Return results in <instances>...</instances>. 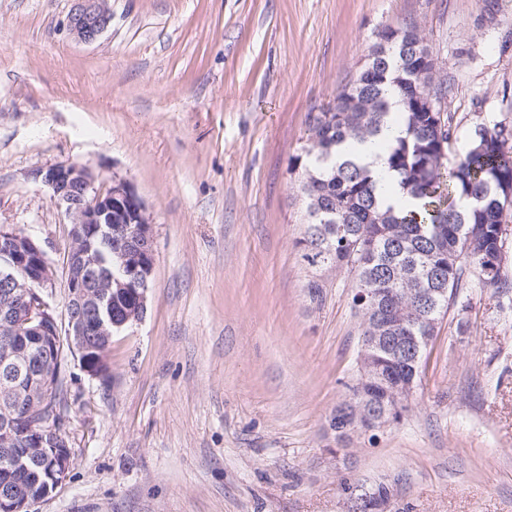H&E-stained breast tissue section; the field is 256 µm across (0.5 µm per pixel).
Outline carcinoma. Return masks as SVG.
<instances>
[{
	"label": "carcinoma",
	"mask_w": 512,
	"mask_h": 512,
	"mask_svg": "<svg viewBox=\"0 0 512 512\" xmlns=\"http://www.w3.org/2000/svg\"><path fill=\"white\" fill-rule=\"evenodd\" d=\"M380 37L387 42L386 55L373 58L332 103L308 114L307 143L291 168L301 171L306 216L298 245L309 264L351 275L360 337L369 343L363 377L329 420L338 445L351 424L361 432L378 431L409 411L403 385L420 379L426 346L415 354L393 337L435 339L450 310L467 309L465 288H491L512 301V281L502 264V227L512 220V127L474 126L467 151L450 159L453 116L416 106L427 91L447 95L449 80L416 55L424 37L415 24L388 28ZM393 95L401 106L395 114ZM393 117L404 135L385 146L384 164L399 191L415 201L410 210L385 202L368 164L342 156L346 143L377 136ZM113 228L112 241L95 242L102 257L96 270L104 278L119 275L117 252L129 248L122 241L125 225ZM382 293L388 305L379 314L371 300ZM128 295L127 289H112L106 300L112 317L123 315ZM23 402L25 427L43 430L38 447H56L54 434L40 424L41 407H55L64 418L61 396Z\"/></svg>",
	"instance_id": "obj_1"
}]
</instances>
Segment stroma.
I'll list each match as a JSON object with an SVG mask.
<instances>
[{"mask_svg": "<svg viewBox=\"0 0 512 512\" xmlns=\"http://www.w3.org/2000/svg\"><path fill=\"white\" fill-rule=\"evenodd\" d=\"M72 5L0 0V225L43 245L64 312L71 226L32 173L86 164L134 186L155 262L104 377L64 360L72 465L32 512H347V482L388 485L390 512H512V304L472 290L401 421L337 447L359 319L347 273L302 257L289 174L308 113L409 22L451 78L453 153L512 126V0H110L92 44Z\"/></svg>", "mask_w": 512, "mask_h": 512, "instance_id": "1", "label": "stroma"}]
</instances>
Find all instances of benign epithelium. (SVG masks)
I'll use <instances>...</instances> for the list:
<instances>
[{"instance_id":"1","label":"benign epithelium","mask_w":512,"mask_h":512,"mask_svg":"<svg viewBox=\"0 0 512 512\" xmlns=\"http://www.w3.org/2000/svg\"><path fill=\"white\" fill-rule=\"evenodd\" d=\"M111 20L109 0H74L66 27L73 40L91 44L108 29ZM35 179L51 191L74 226L73 246L65 265L67 325H59L56 311L45 298L44 290L53 286L55 278L45 250L30 236L4 225H0V297L12 308V316L4 321L7 335L26 336L41 347L45 362L43 389L48 395L60 388L62 355L66 350L79 355L89 375L99 377L104 374L103 355L112 336L145 317L147 282L153 270L154 250L151 218L129 181L114 177L107 187L99 188L96 186L99 174L87 165L75 163L38 170ZM130 216L133 224L128 226V231L151 261L145 264L132 254L120 258L128 280L117 281V286L127 288L132 279L138 283V288L134 292V302L118 320L100 311L103 297L112 293V281L100 284L98 294L87 288V273L92 260L89 245L95 238L112 232L111 225ZM91 334L105 342L93 363L88 362L86 343V337ZM27 367L28 360L22 353L8 350L0 359V376L12 383L22 377ZM20 402L21 399L13 397L0 407V445L7 448V465L0 471V480L9 482L11 472L17 470L35 476L40 482L45 472L51 478V486L43 494L46 498L67 478L71 453L51 457L46 448L11 447L15 432L13 416ZM36 503V499L22 497V491L15 487L0 497V512H20L18 505L31 507Z\"/></svg>"}]
</instances>
